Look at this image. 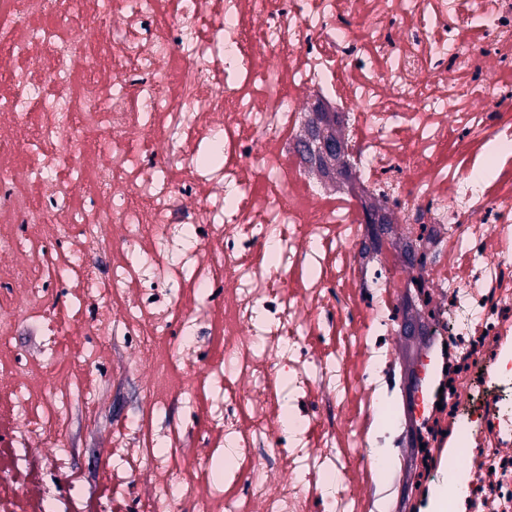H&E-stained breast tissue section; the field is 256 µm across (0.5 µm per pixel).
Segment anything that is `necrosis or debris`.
<instances>
[{"label":"necrosis or debris","mask_w":512,"mask_h":512,"mask_svg":"<svg viewBox=\"0 0 512 512\" xmlns=\"http://www.w3.org/2000/svg\"><path fill=\"white\" fill-rule=\"evenodd\" d=\"M325 102L341 197L326 126L299 127ZM0 121V512H84L65 449L36 445L117 331L203 454L139 458L142 420L118 427L114 498L158 474L137 512H391L396 398L412 493L439 469L446 512H512V0H0ZM406 302L427 338L407 399ZM15 345L21 353L29 356H38L41 348V336L36 325L32 323L21 324L15 336Z\"/></svg>","instance_id":"1"}]
</instances>
